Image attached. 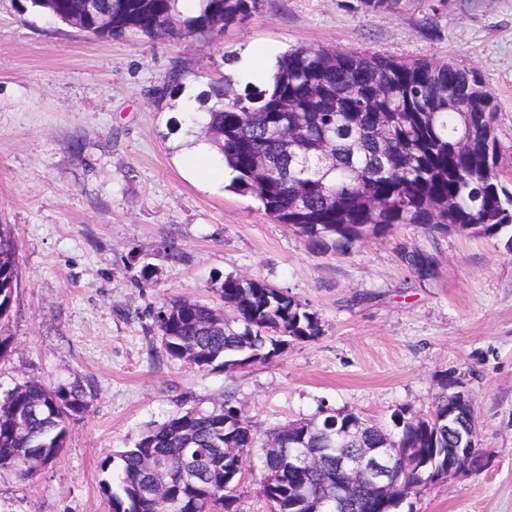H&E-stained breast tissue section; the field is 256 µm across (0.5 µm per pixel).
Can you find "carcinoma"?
I'll return each mask as SVG.
<instances>
[{
	"label": "carcinoma",
	"mask_w": 512,
	"mask_h": 512,
	"mask_svg": "<svg viewBox=\"0 0 512 512\" xmlns=\"http://www.w3.org/2000/svg\"><path fill=\"white\" fill-rule=\"evenodd\" d=\"M52 22L75 25L101 39L137 33L151 38L201 36L258 10L260 0H198L192 13L180 0H26ZM183 84L176 71L154 90L174 100ZM201 131L234 173L230 187L254 195L264 211L319 249L344 253L366 235L383 237L399 224L431 234L507 236L512 250V190L499 169L493 93L475 71L449 63L405 61L333 47H298L277 59L265 88L236 89L229 78L210 81L197 96ZM403 258L417 274L428 254ZM18 288V255L11 227L0 224V318ZM224 302L238 320L228 324L197 300L173 299L155 316L168 355L208 367L261 362L278 353L274 335L307 342L321 333L316 313L288 291L263 280L228 275ZM454 373L446 375L434 417L391 414V430L378 425L342 438L352 413L320 415L284 424L272 435L279 452H262L263 495L277 512H336V498L316 505L296 495L303 484L336 485V460L361 448H414L442 467L448 449L466 448L477 433L473 407L455 403ZM90 395L73 383L50 388L28 381L0 401V468L28 478L24 465L58 457L70 419L86 412ZM238 411L229 396L218 412L188 409L148 432L132 448L107 455L104 491L111 512H236L237 495L224 485L234 459L257 447L245 420L224 440V418ZM314 452L321 467L288 469V453ZM402 494L422 491L432 473L402 472ZM359 512H396L401 502L366 487L355 490Z\"/></svg>",
	"instance_id": "1"
}]
</instances>
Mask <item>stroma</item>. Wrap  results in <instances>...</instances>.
<instances>
[{"label":"stroma","mask_w":512,"mask_h":512,"mask_svg":"<svg viewBox=\"0 0 512 512\" xmlns=\"http://www.w3.org/2000/svg\"><path fill=\"white\" fill-rule=\"evenodd\" d=\"M0 0V224L16 240L19 288L0 336V397L28 381L94 395L52 465L24 480L0 469V512H109L101 460L225 395L258 432L329 407L371 423L429 411L449 371L470 390L490 463L408 498L402 512H512V252L480 235L401 224L344 253L313 248L227 181L203 184L181 159V109L152 91L181 69L187 97L243 57L264 86L270 53L336 47L476 71L496 97L499 166L512 188V0H262L200 37L112 40ZM174 242L183 258L159 257ZM433 263L419 277L402 260ZM247 276L316 312L321 334L227 372L171 359L155 326L170 300L222 306L214 281ZM259 458L237 512H269Z\"/></svg>","instance_id":"35a3bbf8"}]
</instances>
